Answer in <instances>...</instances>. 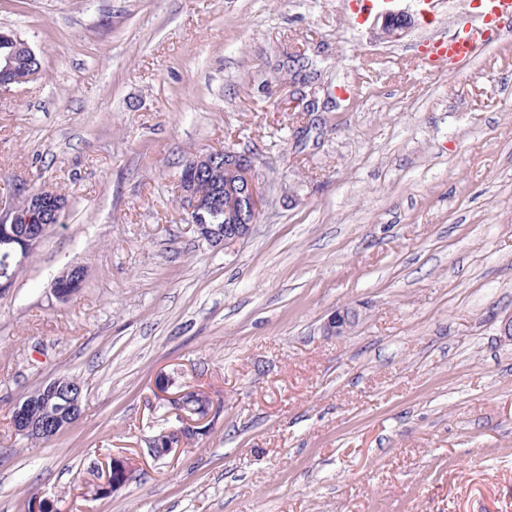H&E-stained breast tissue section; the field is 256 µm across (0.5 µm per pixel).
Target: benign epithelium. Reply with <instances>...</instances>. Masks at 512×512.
<instances>
[{"instance_id":"benign-epithelium-1","label":"benign epithelium","mask_w":512,"mask_h":512,"mask_svg":"<svg viewBox=\"0 0 512 512\" xmlns=\"http://www.w3.org/2000/svg\"><path fill=\"white\" fill-rule=\"evenodd\" d=\"M380 37L396 41L401 39L413 25L412 17L403 12L388 11L379 15ZM224 162V171L232 174L234 180L219 185L205 177V173L212 170L218 162ZM254 157L246 152L230 148L212 150L192 159L187 173L180 178L179 187L183 205L191 217L195 219V230L198 237L211 245L229 244L246 237L251 224L257 217L265 203V195L254 175ZM67 207V200L52 189H42L38 192H29L19 205H13L4 213L0 212V228L14 224H32L39 222L52 223L57 220ZM220 214L224 216V224H212L211 218ZM42 238V232L23 234L18 239L21 249L19 261H25L26 254L35 248ZM360 313L353 307H342L333 311L324 323V328L331 335L341 336L351 330L359 322ZM171 383L165 376L157 381V400L166 403L169 413L175 415L179 426L167 431L168 438L153 437L148 442V453L151 457L170 455L180 451L189 435H198L205 430V422L210 413V407L202 411L186 413L182 397L194 388L171 392ZM37 400L40 404L39 413L32 415L29 412V402L22 401L15 406L14 430L21 435L30 433L40 416H49L52 410L70 404L80 406L81 397L77 396L69 401L58 391L57 380L45 381L39 389ZM112 469V482L105 483V487L114 490L127 483V477L132 473L128 459L112 456L109 465Z\"/></svg>"}]
</instances>
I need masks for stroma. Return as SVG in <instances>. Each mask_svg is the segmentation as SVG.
Listing matches in <instances>:
<instances>
[{"label":"stroma","instance_id":"obj_1","mask_svg":"<svg viewBox=\"0 0 512 512\" xmlns=\"http://www.w3.org/2000/svg\"><path fill=\"white\" fill-rule=\"evenodd\" d=\"M410 14L398 41L377 11ZM479 0H0L37 79L0 91V204L68 206L0 293V512H512V33L461 70L428 40ZM306 52L351 101L304 113ZM254 153L251 233L199 239L185 163ZM83 266L68 301L55 278ZM342 306L359 323L323 325ZM83 386L50 441L12 412L45 380ZM203 390L204 435L174 426L158 375ZM134 466L100 496L111 455ZM360 313L353 307L337 308L324 323L328 334L341 336L351 330L359 322Z\"/></svg>","mask_w":512,"mask_h":512}]
</instances>
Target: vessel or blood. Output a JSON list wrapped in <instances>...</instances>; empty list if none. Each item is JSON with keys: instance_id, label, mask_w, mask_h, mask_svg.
I'll return each mask as SVG.
<instances>
[{"instance_id": "vessel-or-blood-1", "label": "vessel or blood", "mask_w": 512, "mask_h": 512, "mask_svg": "<svg viewBox=\"0 0 512 512\" xmlns=\"http://www.w3.org/2000/svg\"><path fill=\"white\" fill-rule=\"evenodd\" d=\"M512 28V0H483L480 24L462 23L450 36L430 42L424 50L428 67L464 64L479 56L492 37Z\"/></svg>"}]
</instances>
